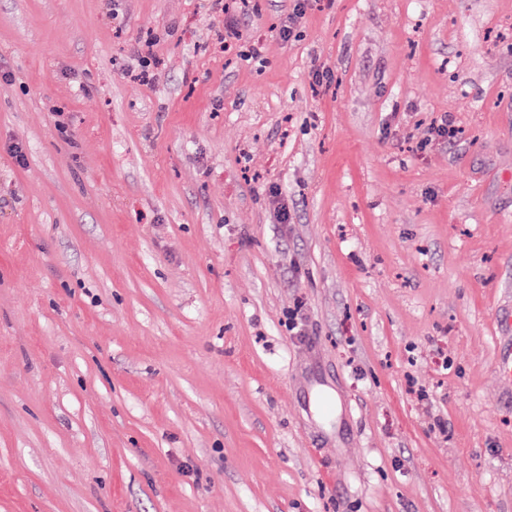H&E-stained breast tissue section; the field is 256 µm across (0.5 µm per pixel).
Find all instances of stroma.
<instances>
[{
  "instance_id": "35a3bbf8",
  "label": "stroma",
  "mask_w": 512,
  "mask_h": 512,
  "mask_svg": "<svg viewBox=\"0 0 512 512\" xmlns=\"http://www.w3.org/2000/svg\"><path fill=\"white\" fill-rule=\"evenodd\" d=\"M295 3L0 0V512H512V0Z\"/></svg>"
}]
</instances>
